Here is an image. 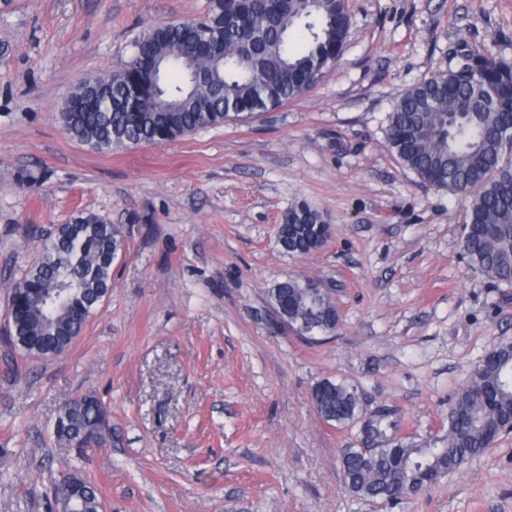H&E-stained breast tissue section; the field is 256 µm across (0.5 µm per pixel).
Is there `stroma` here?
<instances>
[{"label":"stroma","instance_id":"stroma-1","mask_svg":"<svg viewBox=\"0 0 512 512\" xmlns=\"http://www.w3.org/2000/svg\"><path fill=\"white\" fill-rule=\"evenodd\" d=\"M207 0H0V512H52L80 468L104 512H375L345 487L356 430L322 420L324 379L387 406L389 436L448 431V398L512 341V288L460 253L465 201L424 183L387 143L397 99L448 70L457 39L512 61V0H349L352 37L304 97L183 138L99 151L57 119L82 80L122 69L156 23ZM23 170L41 173L30 191ZM300 202L326 244L300 258L276 226ZM86 209L120 226L112 290L61 356L8 337L11 290L59 224ZM318 280L342 327L313 340L271 306L275 284ZM108 408L102 448L78 460L62 403ZM388 512H512V435Z\"/></svg>","mask_w":512,"mask_h":512}]
</instances>
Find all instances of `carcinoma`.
Wrapping results in <instances>:
<instances>
[{
  "instance_id": "1",
  "label": "carcinoma",
  "mask_w": 512,
  "mask_h": 512,
  "mask_svg": "<svg viewBox=\"0 0 512 512\" xmlns=\"http://www.w3.org/2000/svg\"><path fill=\"white\" fill-rule=\"evenodd\" d=\"M351 35L348 0H208L204 19L160 22L138 40L117 74L73 88L58 119L76 140L98 150L172 141L230 120L273 111L303 96L336 64ZM454 66L424 79L388 116L390 151L430 185L468 201L461 239L471 265L512 286V64L457 41ZM282 249L308 256L328 240L323 212L291 206L279 223ZM123 230L98 214L76 212L56 230L35 265L12 289L10 334L43 359L70 346L112 290V263L125 250ZM313 280L290 278L271 290L288 328L306 337L340 327L337 303ZM321 418L360 425L380 446L341 450L344 483L354 496L394 504L456 473L492 447L512 418V341L473 365L451 398L448 432L431 442L388 439V408L362 407L357 389L329 379L312 389ZM107 410L85 393L65 402L55 422L61 443L80 457L102 447ZM54 502L100 512L96 488L80 472L52 482Z\"/></svg>"
}]
</instances>
